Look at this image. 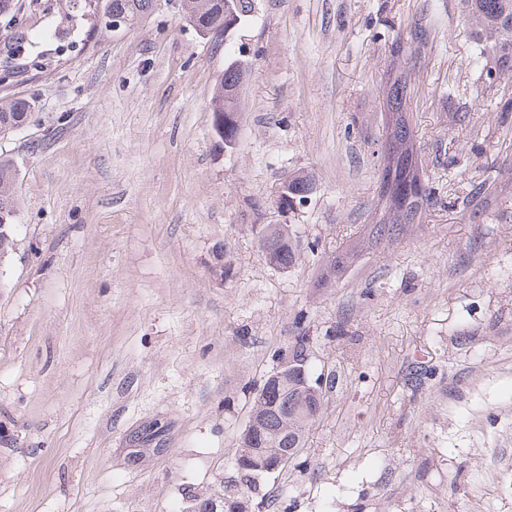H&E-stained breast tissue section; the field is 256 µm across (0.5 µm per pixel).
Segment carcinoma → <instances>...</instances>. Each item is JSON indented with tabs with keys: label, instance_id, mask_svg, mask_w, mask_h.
Masks as SVG:
<instances>
[{
	"label": "carcinoma",
	"instance_id": "1",
	"mask_svg": "<svg viewBox=\"0 0 512 512\" xmlns=\"http://www.w3.org/2000/svg\"><path fill=\"white\" fill-rule=\"evenodd\" d=\"M155 0H59L54 8L52 0H0V20L5 36L0 40V67L10 77L11 83H21L32 78V73L52 65L58 57L54 43L83 28L91 18L122 16L137 20L153 10ZM467 7L482 25L496 31L501 70L512 71V0H467ZM181 9L189 24L203 29H213L217 35L229 38L234 20L244 23L255 13V0H181ZM28 11L46 15L57 12L52 34L43 40L45 48L38 49L33 33L16 23L18 14ZM247 67L241 60L233 59L224 68L217 91L211 101V112L224 113V134L235 140L241 124L240 89L244 84ZM384 112L389 125L384 141V163L379 181V203L371 224L368 225L365 243L373 247L389 245L418 224L425 205L429 204L431 189L418 165V153L410 113L407 112V79L399 74L386 82L383 94ZM31 102L3 100L0 98V134L5 135L23 124L31 115ZM15 168L13 159L0 154V259L13 248V230L20 210L14 191ZM262 253L269 254L276 267L286 268L297 259L296 245L289 233L273 228L260 242ZM359 255V246L333 257L322 280L328 284L336 276V269L352 262ZM301 382L299 374L289 379L268 380L256 396L253 413L255 423L241 441L245 448H301L306 429L310 424L307 410L296 394L294 386ZM158 430L148 425L133 432L129 443L135 447L159 448ZM256 486L255 473L241 469L236 497L226 494L224 486L211 492L187 489L188 512H214V503L227 506L228 512L245 508L244 499Z\"/></svg>",
	"mask_w": 512,
	"mask_h": 512
}]
</instances>
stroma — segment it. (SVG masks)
I'll list each match as a JSON object with an SVG mask.
<instances>
[{
	"label": "stroma",
	"instance_id": "35a3bbf8",
	"mask_svg": "<svg viewBox=\"0 0 512 512\" xmlns=\"http://www.w3.org/2000/svg\"><path fill=\"white\" fill-rule=\"evenodd\" d=\"M496 39L464 0H258L230 39L251 65L231 147L210 111L225 41L176 0L0 89L34 104L0 136L21 202L0 260V512H185L186 487L236 479L256 393L300 337L335 384L249 512H512V112L496 109L512 72ZM394 70L432 201L315 287L378 204ZM297 172L314 190L281 209ZM269 224L297 244L289 268L262 256ZM154 423L163 451L129 462Z\"/></svg>",
	"mask_w": 512,
	"mask_h": 512
}]
</instances>
